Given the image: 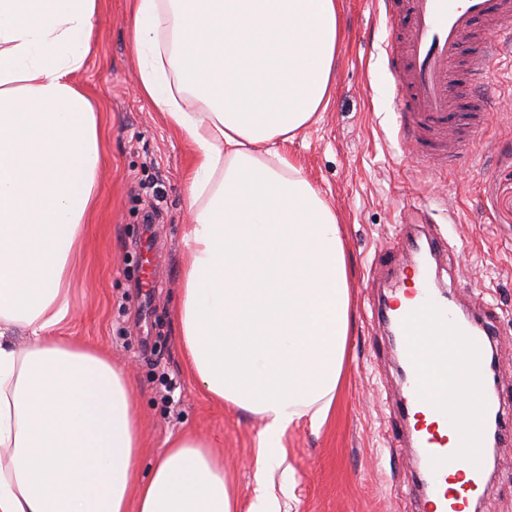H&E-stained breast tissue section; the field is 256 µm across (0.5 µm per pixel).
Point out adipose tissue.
Returning <instances> with one entry per match:
<instances>
[{"label":"adipose tissue","instance_id":"ef3b65f1","mask_svg":"<svg viewBox=\"0 0 512 512\" xmlns=\"http://www.w3.org/2000/svg\"><path fill=\"white\" fill-rule=\"evenodd\" d=\"M104 0H0V512H238L224 462L169 435L147 474L138 400L107 350L51 331L96 203L80 85ZM137 90L190 145L175 310L189 376L259 416L258 472L328 420L349 330L339 217L284 147L325 110L337 0H132ZM196 98L205 111H191ZM28 334L17 348L16 331Z\"/></svg>","mask_w":512,"mask_h":512}]
</instances>
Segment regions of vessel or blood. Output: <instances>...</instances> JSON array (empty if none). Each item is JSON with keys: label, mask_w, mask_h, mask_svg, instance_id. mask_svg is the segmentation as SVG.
<instances>
[{"label": "vessel or blood", "mask_w": 512, "mask_h": 512, "mask_svg": "<svg viewBox=\"0 0 512 512\" xmlns=\"http://www.w3.org/2000/svg\"><path fill=\"white\" fill-rule=\"evenodd\" d=\"M388 20L406 15V30L391 29L383 48L395 78L397 126L418 161L445 169L459 163L471 133L483 129L486 106L472 112L467 128L450 125L455 91L452 67L462 40L476 35L484 19L489 30L470 60L466 77L477 93L488 76L512 72V0H381ZM404 298H390L384 316L398 334L403 362L401 416L413 424L410 447L425 470L426 512H468L472 501L486 498L491 487L480 450L491 422L502 419V401L489 361L491 334L461 318L451 302L438 297L430 263L414 262ZM478 373L481 404L464 411L451 396L457 375ZM467 458L469 477L456 484L450 469Z\"/></svg>", "instance_id": "vessel-or-blood-1"}]
</instances>
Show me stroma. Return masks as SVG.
I'll return each instance as SVG.
<instances>
[{
    "label": "stroma",
    "instance_id": "stroma-1",
    "mask_svg": "<svg viewBox=\"0 0 512 512\" xmlns=\"http://www.w3.org/2000/svg\"><path fill=\"white\" fill-rule=\"evenodd\" d=\"M341 46L329 102L286 151L341 218L350 291L349 336L331 419L288 429L285 458L267 489L280 512H420L417 465L394 409L402 392L395 351L378 316L383 284L397 280L393 247L410 225L430 224L449 244L437 268L461 309L473 296L491 308L498 382L512 397V79L482 92L491 124L472 159L436 170L409 157L398 136L393 75L379 51L389 22L376 0H340ZM128 0H106L81 83L99 103L103 166L99 200L70 282L74 316L57 335L111 352L136 383L143 458L169 434L198 433L224 456L229 490L255 495L262 421L212 403L183 369L173 309L186 261L182 237L188 143L137 92ZM155 286L143 292V247ZM490 496L479 512H512V438L489 460Z\"/></svg>",
    "mask_w": 512,
    "mask_h": 512
}]
</instances>
